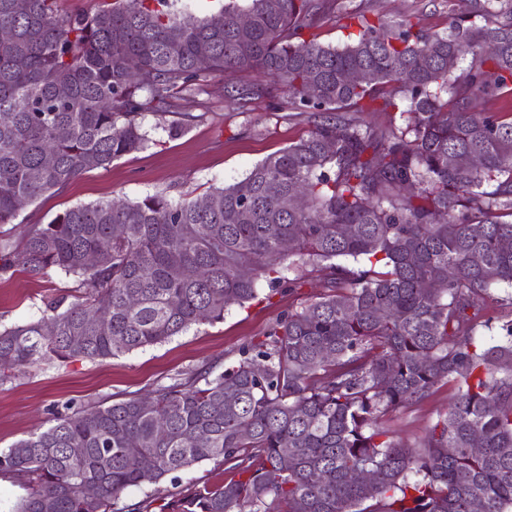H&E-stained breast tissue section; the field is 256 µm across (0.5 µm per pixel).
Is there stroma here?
<instances>
[{"label":"stroma","instance_id":"obj_1","mask_svg":"<svg viewBox=\"0 0 512 512\" xmlns=\"http://www.w3.org/2000/svg\"><path fill=\"white\" fill-rule=\"evenodd\" d=\"M341 9L368 7L385 18L412 16L428 32L448 26V0H337ZM230 82L208 79L202 93L178 95L165 121L146 116L148 148L112 165L86 171L63 189L24 206L10 224L0 226V239L21 251L30 229L49 223L65 210L122 197L134 202L164 192L197 198L212 188L240 180L267 155L305 136L310 126L288 106L273 107L269 98L255 97L239 105L229 96ZM191 114L189 128L178 135L171 122ZM76 277L52 271L35 275L22 267L0 273V330L41 317L48 302L72 297ZM321 291L319 273L306 275L292 293L240 308L231 307L223 321L195 325L166 342L104 360L72 359L35 365L0 380V449L47 426L65 406L80 407L102 400L144 395L179 375L216 364L228 367L250 343L262 340L288 306H297ZM452 385L439 384L431 395L404 410L387 413L384 425L394 440L418 447L426 432L447 408Z\"/></svg>","mask_w":512,"mask_h":512}]
</instances>
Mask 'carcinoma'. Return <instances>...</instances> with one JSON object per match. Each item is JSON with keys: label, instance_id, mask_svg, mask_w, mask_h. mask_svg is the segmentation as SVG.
I'll use <instances>...</instances> for the list:
<instances>
[{"label": "carcinoma", "instance_id": "obj_1", "mask_svg": "<svg viewBox=\"0 0 512 512\" xmlns=\"http://www.w3.org/2000/svg\"><path fill=\"white\" fill-rule=\"evenodd\" d=\"M277 2L224 0L200 18L180 0H116L69 18L54 0L24 11L0 0L12 31L0 43V225L18 200L146 148L144 116L164 118L213 75L262 72L272 85L243 83L236 99L280 87L310 124L200 200L82 204L31 230L19 253L0 242V270L53 269L83 288L0 330V370L113 358L222 320L263 282L293 290L294 263L325 272L322 293L224 370L58 413L0 450V473L26 490L14 512H512V371H501L512 319L478 338L493 290L512 285V0H460L441 33L360 8L345 13L358 34L341 47L312 33L336 0ZM479 97L508 107L482 111ZM402 104L398 132L360 119ZM94 309L107 316L88 321ZM443 381L456 387L448 411L422 447H401L382 417ZM208 460L234 476L159 495ZM145 486L139 505H120Z\"/></svg>", "mask_w": 512, "mask_h": 512}]
</instances>
